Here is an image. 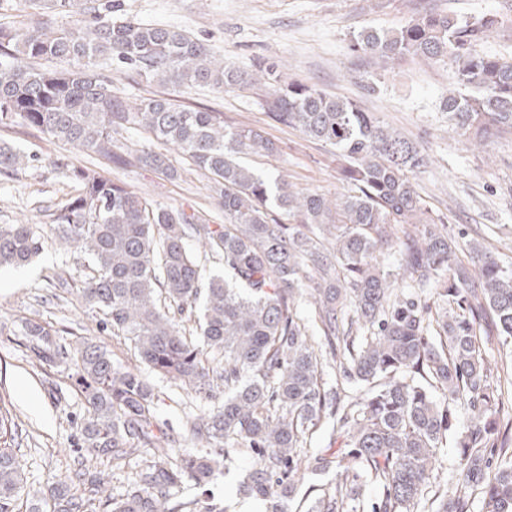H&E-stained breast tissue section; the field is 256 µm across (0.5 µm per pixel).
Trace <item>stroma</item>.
<instances>
[{
	"mask_svg": "<svg viewBox=\"0 0 512 512\" xmlns=\"http://www.w3.org/2000/svg\"><path fill=\"white\" fill-rule=\"evenodd\" d=\"M121 18L139 23L174 25L206 42L216 58L242 70L255 60L282 63L288 78L325 92L359 101L383 124L415 141L426 157L412 180L432 216L442 218L449 235L475 243L504 266L512 268V133L472 146L454 130L442 100L455 86L449 62L405 58L390 63L353 54L354 34L365 27L391 29L421 11L451 13L462 18L500 15L504 23L477 45L478 52L512 57V0H120ZM374 93H366V85ZM175 104L224 115L225 127H262L279 151L272 156H247L257 172L280 173L293 189L329 197L348 193L338 173L339 159L331 145L310 141L296 129L269 124L256 91H225L210 87L168 92ZM0 139L35 160L16 174H0V224H48L47 210L74 196L77 185L55 170L57 156L73 165L95 169L130 190L160 203L197 210L211 223L224 221L213 206L211 182L189 160L173 156L184 172L172 181L135 162L119 164L91 159L47 135L27 127L20 118L0 120ZM77 256L47 241L43 252L23 268L0 269V322L25 316L49 323L63 346L83 335L93 336L124 368H138L132 345L111 332L98 331L91 311L76 294ZM70 273L69 293L51 282L53 273ZM161 394L159 418L182 430L188 417L205 404L187 397L168 380L154 378ZM0 398L19 417L15 445L27 481L44 482L49 473L85 463L104 473L113 495L124 494L131 468L115 469L109 459H88L80 447L84 416L80 393L68 372L31 363L24 337L0 334ZM250 454L235 455L224 478L208 489L186 486L195 512L220 504L225 512H263L236 487L252 469Z\"/></svg>",
	"mask_w": 512,
	"mask_h": 512,
	"instance_id": "1",
	"label": "stroma"
}]
</instances>
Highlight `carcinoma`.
Returning <instances> with one entry per match:
<instances>
[{
    "mask_svg": "<svg viewBox=\"0 0 512 512\" xmlns=\"http://www.w3.org/2000/svg\"><path fill=\"white\" fill-rule=\"evenodd\" d=\"M26 2L34 9L28 22L0 29V114L92 158L118 157L124 135L143 130L149 143L136 161L176 180L181 169L168 151L188 157L212 180L224 223L162 205L62 156L52 161L79 185L50 214L57 245L87 259L76 293L103 328L130 341L147 370L207 402L185 428L202 451L176 450L182 436L160 422L159 394L142 372L115 365L91 338L67 350L49 324L20 318L14 325L32 358L74 366L85 452L117 467L145 448L152 454L119 498L87 469L50 474L32 495L22 456L8 446L18 424L0 411V512H19L21 500L29 512H194L192 501L177 499L185 482L215 483L242 451L254 457L243 490L269 512H288L301 448L327 421L336 448L314 471L333 478L308 512H360L371 483L383 489L373 512H470L476 492L488 512H512V450L499 443L500 397L481 342L488 323L512 342V270L476 247L458 256L411 179L424 164L418 145L353 100L283 80L274 61L241 71L177 26L115 20L118 0ZM71 13L69 27L54 28L52 16ZM500 24L496 15L425 11L393 30L363 29L350 49L384 62L448 61L456 88L443 110L459 136L483 144L512 131V57L474 49ZM40 60L58 66H34ZM101 60L161 87L271 88L261 102L270 122L335 147L352 190L329 199L262 177L239 161L277 151L262 128L228 130L220 113L159 94L131 104ZM30 161L0 141V173ZM278 211L320 234L283 223ZM45 243L35 224H0V268L31 263ZM198 247L223 262L222 273H205ZM383 248L397 253L412 287L435 289L432 303L395 292L392 273L374 263ZM305 291L310 317L299 310ZM196 311L191 334L184 322ZM326 353L359 391L325 387ZM462 400L472 411L464 425L456 414ZM448 446L459 449L451 496L433 489Z\"/></svg>",
    "mask_w": 512,
    "mask_h": 512,
    "instance_id": "carcinoma-1",
    "label": "carcinoma"
}]
</instances>
